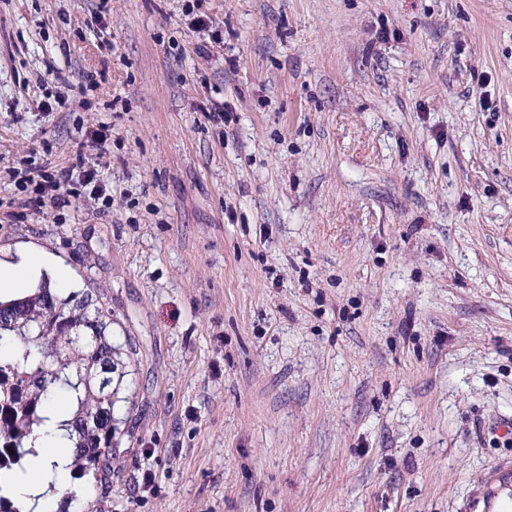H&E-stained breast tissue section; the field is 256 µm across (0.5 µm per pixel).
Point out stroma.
I'll return each instance as SVG.
<instances>
[{"label": "stroma", "mask_w": 512, "mask_h": 512, "mask_svg": "<svg viewBox=\"0 0 512 512\" xmlns=\"http://www.w3.org/2000/svg\"><path fill=\"white\" fill-rule=\"evenodd\" d=\"M187 6L0 0V260L57 258L121 348L97 512H484L512 469V0ZM102 122L108 197L36 202L23 171Z\"/></svg>", "instance_id": "obj_1"}]
</instances>
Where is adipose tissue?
<instances>
[{
    "mask_svg": "<svg viewBox=\"0 0 512 512\" xmlns=\"http://www.w3.org/2000/svg\"><path fill=\"white\" fill-rule=\"evenodd\" d=\"M50 280L60 287H73L68 268L37 250L19 252L15 262L0 263V298L9 299L19 292L35 289L41 280ZM72 452L62 438L41 442L36 455L26 458L23 472L10 475L5 485L19 506L37 505L39 512H52L54 499L49 489L69 491Z\"/></svg>",
    "mask_w": 512,
    "mask_h": 512,
    "instance_id": "adipose-tissue-1",
    "label": "adipose tissue"
}]
</instances>
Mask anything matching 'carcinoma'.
Wrapping results in <instances>:
<instances>
[{
    "instance_id": "carcinoma-1",
    "label": "carcinoma",
    "mask_w": 512,
    "mask_h": 512,
    "mask_svg": "<svg viewBox=\"0 0 512 512\" xmlns=\"http://www.w3.org/2000/svg\"><path fill=\"white\" fill-rule=\"evenodd\" d=\"M0 477L37 454L48 406L63 395L73 408L62 424L85 484L112 477V314L90 292L61 297L44 281L29 295L0 300Z\"/></svg>"
}]
</instances>
